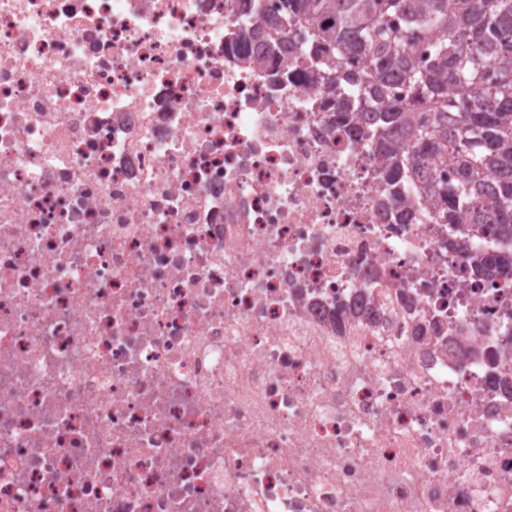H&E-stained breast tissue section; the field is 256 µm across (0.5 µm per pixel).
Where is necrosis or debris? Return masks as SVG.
<instances>
[{"instance_id": "4bbe7bcc", "label": "necrosis or debris", "mask_w": 512, "mask_h": 512, "mask_svg": "<svg viewBox=\"0 0 512 512\" xmlns=\"http://www.w3.org/2000/svg\"><path fill=\"white\" fill-rule=\"evenodd\" d=\"M256 23L0 0V512H512L494 241Z\"/></svg>"}]
</instances>
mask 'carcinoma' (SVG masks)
<instances>
[{"label":"carcinoma","instance_id":"carcinoma-1","mask_svg":"<svg viewBox=\"0 0 512 512\" xmlns=\"http://www.w3.org/2000/svg\"><path fill=\"white\" fill-rule=\"evenodd\" d=\"M261 36L277 48L311 26L300 57L318 69L341 119L374 114L384 156L385 199L407 224L416 211L402 189L418 184L448 225V242L488 229L498 250L476 260L481 275L512 274V0H283ZM363 60V71L355 62ZM408 88L405 102L389 86ZM454 94H448V89ZM453 172L444 183L440 173Z\"/></svg>","mask_w":512,"mask_h":512}]
</instances>
